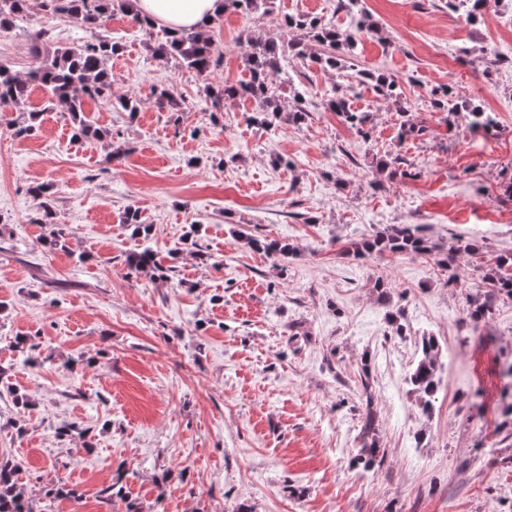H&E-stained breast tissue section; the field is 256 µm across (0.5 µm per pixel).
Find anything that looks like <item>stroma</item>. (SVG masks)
Returning <instances> with one entry per match:
<instances>
[{
	"label": "stroma",
	"mask_w": 512,
	"mask_h": 512,
	"mask_svg": "<svg viewBox=\"0 0 512 512\" xmlns=\"http://www.w3.org/2000/svg\"><path fill=\"white\" fill-rule=\"evenodd\" d=\"M315 17L351 38L337 68L289 57L276 78L300 125L248 123L249 99L215 110L207 86L247 80L241 35L291 40L284 16ZM371 29H358L361 17ZM41 48L107 39L116 95L129 114L86 101L110 139L74 140L67 112L26 103L0 110V458L17 462L43 512H512V466L496 431L504 364L512 363V301L473 324L467 299L486 262L512 253V0L479 21L448 0H272L270 12L224 11L207 34L219 65L208 76L155 58L149 33L117 12L86 27L39 7L0 31V63L26 75ZM384 74L398 98L359 72ZM445 85L496 121L436 110ZM179 106L158 108L152 87ZM369 117L368 137L328 99ZM40 119L18 138L12 123ZM425 128L399 141L402 119ZM124 156L107 157L113 147ZM402 154L407 175L377 162ZM53 195L65 249H48L30 186ZM138 208L148 237L123 222ZM196 243L181 245L190 225ZM389 224L420 228L422 255H347L349 242ZM286 241L282 258L245 237ZM479 241L460 280L444 261L458 238ZM154 250L170 281L129 271L128 252ZM404 313L395 335L389 311ZM435 336L441 389L424 414L407 378L422 336ZM369 374L362 388L361 372ZM29 396L16 405L12 393ZM379 415L380 467L353 468L366 398ZM122 478L127 500L101 491ZM64 482L76 496L45 499Z\"/></svg>",
	"instance_id": "obj_1"
}]
</instances>
